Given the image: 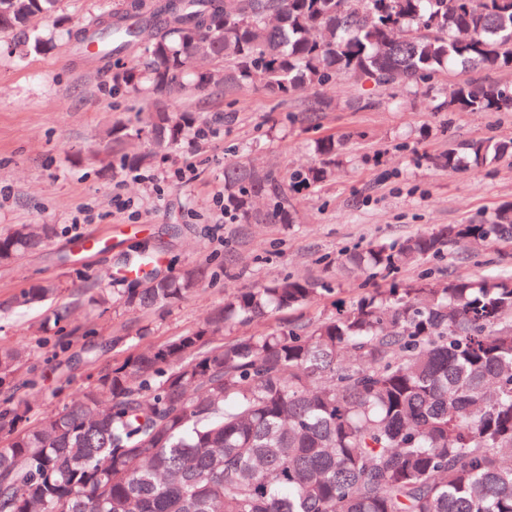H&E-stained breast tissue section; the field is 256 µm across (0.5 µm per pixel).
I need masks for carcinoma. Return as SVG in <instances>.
Wrapping results in <instances>:
<instances>
[{"label": "carcinoma", "mask_w": 512, "mask_h": 512, "mask_svg": "<svg viewBox=\"0 0 512 512\" xmlns=\"http://www.w3.org/2000/svg\"><path fill=\"white\" fill-rule=\"evenodd\" d=\"M61 0H0V36L20 57L48 39L39 21ZM109 69L113 84L148 107L105 132V162L125 141L132 168L182 141L195 117L163 98L244 83L271 97L323 87L339 76L362 85L429 87L458 64L512 72V0H155L146 14L89 16L68 41ZM133 49L139 62L124 56ZM512 108V86L467 80L439 109ZM343 143L316 144L318 160L296 187L328 180ZM512 142L477 139L434 159L454 171L491 166ZM279 199L272 211L254 197ZM269 171L224 167V210L241 224L294 219ZM49 224L0 234V263L41 250ZM512 243V205L489 219L440 224L397 243L375 240L345 254L360 272L398 271L463 244ZM199 266L147 282L121 300L131 310L179 301L201 286ZM324 291L288 276L228 295L196 328L128 355L101 372L78 403L29 421L0 405V512H512V272L478 279L388 283L314 320L288 316ZM61 288L34 285L18 308L52 302ZM232 324L244 336L214 337ZM0 348V383L24 362Z\"/></svg>", "instance_id": "1"}]
</instances>
